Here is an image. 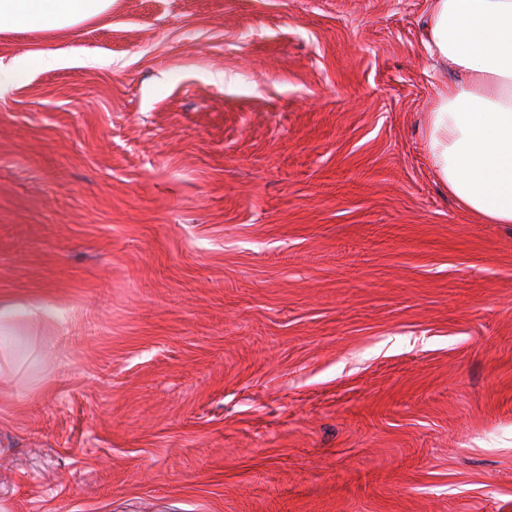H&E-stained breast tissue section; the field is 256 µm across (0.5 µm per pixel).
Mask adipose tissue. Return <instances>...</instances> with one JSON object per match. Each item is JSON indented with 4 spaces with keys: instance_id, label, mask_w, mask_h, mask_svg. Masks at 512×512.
<instances>
[{
    "instance_id": "ef3b65f1",
    "label": "adipose tissue",
    "mask_w": 512,
    "mask_h": 512,
    "mask_svg": "<svg viewBox=\"0 0 512 512\" xmlns=\"http://www.w3.org/2000/svg\"><path fill=\"white\" fill-rule=\"evenodd\" d=\"M111 0H0V27L56 30ZM424 45L453 78L438 89L426 139L431 163L479 223L512 224V0H430ZM40 301L0 304V358L24 323L53 327Z\"/></svg>"
}]
</instances>
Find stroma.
<instances>
[{"instance_id":"stroma-1","label":"stroma","mask_w":512,"mask_h":512,"mask_svg":"<svg viewBox=\"0 0 512 512\" xmlns=\"http://www.w3.org/2000/svg\"><path fill=\"white\" fill-rule=\"evenodd\" d=\"M429 0L0 29V512H512V224L426 124ZM51 60V57L29 53L14 58L12 63L8 66H3L0 62V87L13 73L31 69L36 66H47L48 62ZM57 315L38 300L0 304V358L7 366L11 348L17 339V330L26 322L42 323L46 328L56 324Z\"/></svg>"}]
</instances>
